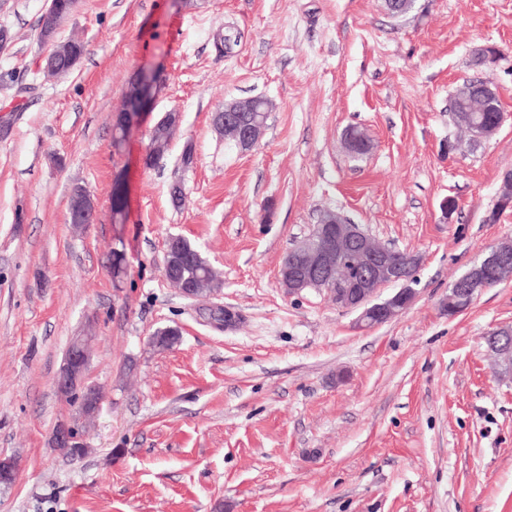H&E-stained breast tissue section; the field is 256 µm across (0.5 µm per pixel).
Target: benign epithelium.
I'll list each match as a JSON object with an SVG mask.
<instances>
[{"mask_svg": "<svg viewBox=\"0 0 512 512\" xmlns=\"http://www.w3.org/2000/svg\"><path fill=\"white\" fill-rule=\"evenodd\" d=\"M160 74L157 69L137 72L139 88L144 99L154 101L161 84L155 81ZM485 91L481 111L499 113L496 119H478L471 112H459L456 122L468 129L471 139L479 143L490 140L500 129L504 115L493 82L487 77L479 78ZM224 139L233 142L242 150L254 148L262 138L266 123L257 115V99H237L224 104ZM123 117L122 131L117 139L124 142L137 126L140 113L133 110L130 98H125L119 110ZM369 143L364 133L355 128L345 131L343 144L352 154L361 144ZM497 197L500 207H512V175H503ZM70 222L87 227L95 216V205L89 194L79 190L70 200ZM315 236L299 243L293 262L284 270L288 277V293L299 294L305 289L320 285L331 289L336 304L346 310L359 312L358 323L365 328L383 324L404 311L400 300L413 294L407 287L411 277L390 256V248L379 244L360 225L355 224L344 213L325 209L322 211ZM512 278V237L492 246L483 258L448 290V311L454 312L460 304L471 302L474 291L494 283ZM402 285L399 292L387 299H378L380 290L389 285ZM486 342L498 351V364L504 371L512 372V330L498 329L487 334ZM88 362L86 349L78 345L63 363L56 385L66 393L84 385V371ZM57 445L73 448L81 445L71 427L61 424L56 428ZM18 463L12 457L0 455V484L16 478Z\"/></svg>", "mask_w": 512, "mask_h": 512, "instance_id": "benign-epithelium-1", "label": "benign epithelium"}]
</instances>
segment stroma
I'll return each instance as SVG.
<instances>
[{
  "label": "stroma",
  "instance_id": "obj_1",
  "mask_svg": "<svg viewBox=\"0 0 512 512\" xmlns=\"http://www.w3.org/2000/svg\"><path fill=\"white\" fill-rule=\"evenodd\" d=\"M44 8L0 6L15 34L0 77L34 86L18 101L0 80V455L19 464L0 512H512V378L485 341L512 327V281L448 314L450 286L512 236V208L487 220L512 168V0H418L401 18L385 0H80L59 36L87 51L49 80ZM228 31L238 44L222 57ZM479 45L504 53L491 77L506 119L450 152V97L475 77ZM153 67L164 79L153 109L114 147L128 80ZM255 96L272 112L242 151L212 115ZM172 110L182 125L144 168ZM351 126L372 144L358 158L343 147ZM119 176L128 212L116 223ZM76 183L97 206L84 229L68 222ZM326 208L421 256L415 299L389 322L361 327L329 294L282 286L283 255ZM171 235L209 261L216 292L192 300L165 280ZM224 307L235 326L217 320ZM166 328L178 342L151 346ZM86 332L87 382L103 394L89 420L55 384ZM62 423L83 455L54 445ZM173 131L168 127H159L150 136L151 152L145 160L146 168H154L169 150L173 138Z\"/></svg>",
  "mask_w": 512,
  "mask_h": 512
}]
</instances>
